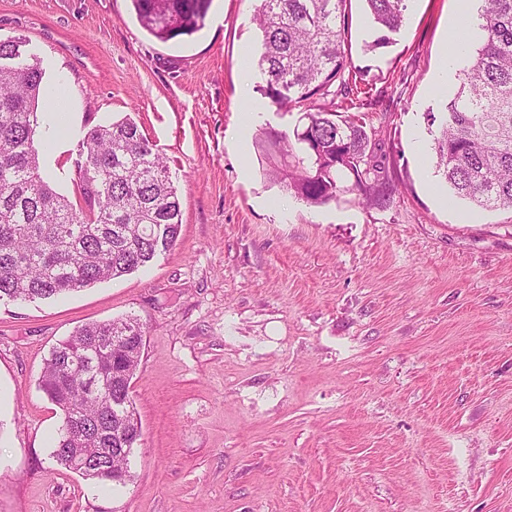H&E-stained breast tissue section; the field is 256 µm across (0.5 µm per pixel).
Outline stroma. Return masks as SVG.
Segmentation results:
<instances>
[{"mask_svg":"<svg viewBox=\"0 0 512 512\" xmlns=\"http://www.w3.org/2000/svg\"><path fill=\"white\" fill-rule=\"evenodd\" d=\"M257 0H213L161 42L130 0H0L64 96L44 168L78 200V144L137 123L169 166L182 224L144 272L59 300L0 302V512H512V211L449 197L431 115L459 87L456 0H409L391 43L349 0L363 113L388 156L389 205L313 206L273 182L264 131L298 110L258 92ZM136 317L133 479L103 486L50 457L39 388L75 327Z\"/></svg>","mask_w":512,"mask_h":512,"instance_id":"stroma-1","label":"stroma"}]
</instances>
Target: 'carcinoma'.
Instances as JSON below:
<instances>
[{"mask_svg": "<svg viewBox=\"0 0 512 512\" xmlns=\"http://www.w3.org/2000/svg\"><path fill=\"white\" fill-rule=\"evenodd\" d=\"M141 26L167 42L205 25L212 0H131ZM347 0H259L258 90L302 112L293 135L270 131L275 179L321 206L358 192L387 201V153L364 122L373 85L353 70L342 34ZM390 42L409 0H364ZM473 49L460 58L459 88L443 105L432 142L436 169L455 196L483 209L512 210V0H479ZM26 40H0V301L62 298L145 269L175 246L182 224L169 167L127 118L92 127L75 167L79 202L52 186L40 161L39 99L57 93ZM145 330L134 317L77 327L52 348L39 387L59 411L51 458L88 480L125 485L141 436L131 395ZM120 448L119 455H100Z\"/></svg>", "mask_w": 512, "mask_h": 512, "instance_id": "carcinoma-1", "label": "carcinoma"}]
</instances>
